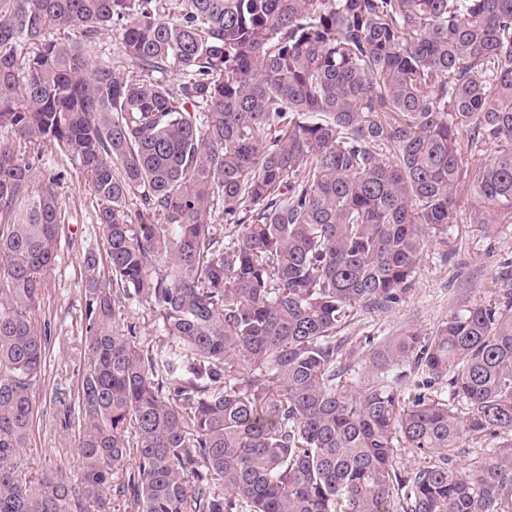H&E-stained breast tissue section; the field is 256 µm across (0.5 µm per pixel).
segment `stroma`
I'll use <instances>...</instances> for the list:
<instances>
[{"label": "stroma", "mask_w": 512, "mask_h": 512, "mask_svg": "<svg viewBox=\"0 0 512 512\" xmlns=\"http://www.w3.org/2000/svg\"><path fill=\"white\" fill-rule=\"evenodd\" d=\"M47 167L62 173L61 199L73 220L65 227L53 268L46 274L45 297L35 319L50 327L45 381L36 391L42 411L34 424L31 441L22 450L29 472L38 473L51 464L76 470L73 429L65 428L50 400L52 388L74 392L81 376L84 354L79 341L84 283L80 265L88 252L103 253L96 222L93 195L81 184L63 156L50 154ZM512 260V225L481 227L470 223L467 211L457 213L448 236L424 254L417 280L406 298L382 316L361 315L349 328L351 336H388L415 328L428 333L445 321L459 300L479 299L497 287L495 275L504 260Z\"/></svg>", "instance_id": "obj_1"}]
</instances>
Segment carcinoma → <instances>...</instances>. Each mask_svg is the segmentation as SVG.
<instances>
[{"instance_id": "obj_1", "label": "carcinoma", "mask_w": 512, "mask_h": 512, "mask_svg": "<svg viewBox=\"0 0 512 512\" xmlns=\"http://www.w3.org/2000/svg\"><path fill=\"white\" fill-rule=\"evenodd\" d=\"M114 31L116 66L90 51ZM47 150L106 254L55 398L74 479L21 458L69 223ZM460 206L512 223V0H0V512H512V273L429 333L365 337L364 379L341 335ZM128 320L136 325L135 333L140 342L150 343L154 347H163L168 342L163 333L157 329L155 318L147 305L137 302L130 305Z\"/></svg>"}]
</instances>
